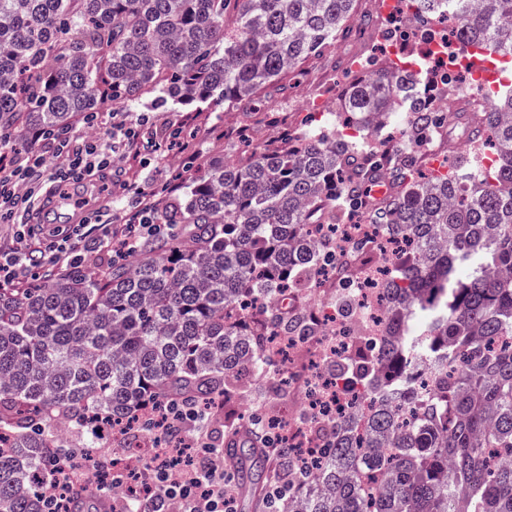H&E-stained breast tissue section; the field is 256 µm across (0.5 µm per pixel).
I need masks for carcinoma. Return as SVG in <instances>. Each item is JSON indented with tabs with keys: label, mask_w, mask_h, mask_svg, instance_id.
Instances as JSON below:
<instances>
[{
	"label": "carcinoma",
	"mask_w": 512,
	"mask_h": 512,
	"mask_svg": "<svg viewBox=\"0 0 512 512\" xmlns=\"http://www.w3.org/2000/svg\"><path fill=\"white\" fill-rule=\"evenodd\" d=\"M356 0H0V128L58 133L106 101L216 100L224 109L285 92L310 58L380 24H353ZM428 24L452 20L465 46L512 62V0H410ZM396 65L350 71L330 131L306 121L272 144L228 143L158 213L179 224L97 275L74 269L0 288V512H45L66 420L83 456L105 420L141 431L171 400L210 415L240 377L264 378L268 337L317 335L313 313L277 305L328 261L311 224L369 206L407 248L380 288L385 338L322 361L363 420L302 422L318 434L304 466L224 412L222 453L236 496L261 487V512H512V88L474 119L437 108L432 85ZM464 120L465 148L430 171L419 153ZM495 149L486 168L480 155ZM388 185L377 198L371 187ZM431 371L413 392L407 374ZM270 407L288 401L272 381ZM166 512L155 490L129 498Z\"/></svg>",
	"instance_id": "cac0c4a2"
}]
</instances>
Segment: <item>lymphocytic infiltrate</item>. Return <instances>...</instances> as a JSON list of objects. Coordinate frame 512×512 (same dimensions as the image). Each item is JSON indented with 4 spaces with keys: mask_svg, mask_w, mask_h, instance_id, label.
Returning <instances> with one entry per match:
<instances>
[{
    "mask_svg": "<svg viewBox=\"0 0 512 512\" xmlns=\"http://www.w3.org/2000/svg\"><path fill=\"white\" fill-rule=\"evenodd\" d=\"M180 142L179 135L163 133L147 115L129 121L126 113L112 115L108 142H63L53 151L43 149L18 153L8 150V136L0 134V224H9L19 242L17 249L0 251V288L19 289L38 280L40 272L70 273L81 252L95 248L106 261H119L138 252L146 239L167 232L157 223L160 202L176 191L170 181L154 177L162 141ZM62 156L56 169H49L48 154ZM133 155L138 162L134 173L114 170V157ZM96 176L108 194L122 198V222L104 220L102 210H86L81 223L56 226L45 242L29 247L34 225L25 220L36 196L68 192ZM181 445L159 449L144 468L143 478L153 487L165 488L179 502L181 512H231L233 498L230 477L224 471L223 455L204 449L196 465H182Z\"/></svg>",
    "mask_w": 512,
    "mask_h": 512,
    "instance_id": "f902f5d3",
    "label": "lymphocytic infiltrate"
}]
</instances>
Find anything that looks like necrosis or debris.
Wrapping results in <instances>:
<instances>
[{"mask_svg":"<svg viewBox=\"0 0 512 512\" xmlns=\"http://www.w3.org/2000/svg\"><path fill=\"white\" fill-rule=\"evenodd\" d=\"M461 58L459 43L448 39L446 51L438 59L444 79V94L438 99V106L451 112H476L488 108L489 94L473 83L461 81ZM398 250V245L386 238L369 217H361L356 224L337 225L329 266L311 279L308 288L295 294V312L309 309L316 312L321 320V333L306 340L272 337L270 351L288 353V385L294 396L293 406L278 409L274 419L293 447L312 448L316 445L313 432L298 421L301 412L320 403L327 404V416L333 420L352 412V404L341 399L337 387L323 377L320 365L325 357L347 350L355 337L372 340L382 337L385 302L375 283L377 276L391 267ZM343 269L353 271V278L340 279L339 272ZM350 290L357 295L360 306L357 315L347 320L336 306V295ZM156 446L154 437L144 435L137 450L113 459V471L123 477L122 482L114 486V504H121L131 493L129 478L141 472Z\"/></svg>","mask_w":512,"mask_h":512,"instance_id":"1","label":"necrosis or debris"}]
</instances>
